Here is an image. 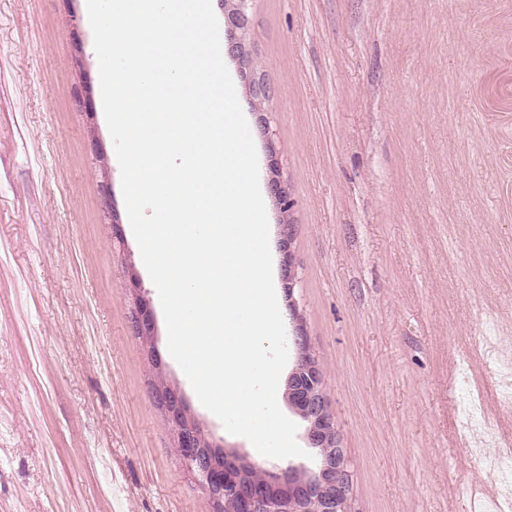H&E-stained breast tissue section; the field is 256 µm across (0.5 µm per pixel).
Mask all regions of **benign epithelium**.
I'll return each instance as SVG.
<instances>
[{
  "instance_id": "7a95c632",
  "label": "benign epithelium",
  "mask_w": 512,
  "mask_h": 512,
  "mask_svg": "<svg viewBox=\"0 0 512 512\" xmlns=\"http://www.w3.org/2000/svg\"><path fill=\"white\" fill-rule=\"evenodd\" d=\"M248 0H235L228 14L231 28L240 32L248 24ZM270 194L285 208L291 204L288 185L274 176ZM136 335L153 336V318L148 303L138 298L133 317ZM292 343L298 362L287 382V395L299 404L306 416V437L313 448H326L316 470L300 475L295 465L281 474L269 476L257 485L250 476L254 464L236 451L219 453L211 447L195 420L186 413L178 391L155 387V400L167 412L175 431L176 447L185 467L199 488L222 512L224 499L235 502L237 512H348L351 476L339 440L335 420L329 411L321 372L309 353L303 325L296 323Z\"/></svg>"
}]
</instances>
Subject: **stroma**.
Here are the masks:
<instances>
[{
    "label": "stroma",
    "mask_w": 512,
    "mask_h": 512,
    "mask_svg": "<svg viewBox=\"0 0 512 512\" xmlns=\"http://www.w3.org/2000/svg\"><path fill=\"white\" fill-rule=\"evenodd\" d=\"M84 4L0 0V512H213L154 385L213 445L285 463L202 406L130 225L112 236L126 208ZM214 11L260 180L271 140L293 200L265 199L273 279L287 229L278 304L322 372L351 512H472L498 484L458 438L463 358L512 353V0H250L272 90L254 106ZM471 371L491 393L504 369ZM133 329L136 335L151 338L153 336V318L148 303L138 298V307L133 317Z\"/></svg>",
    "instance_id": "stroma-1"
}]
</instances>
